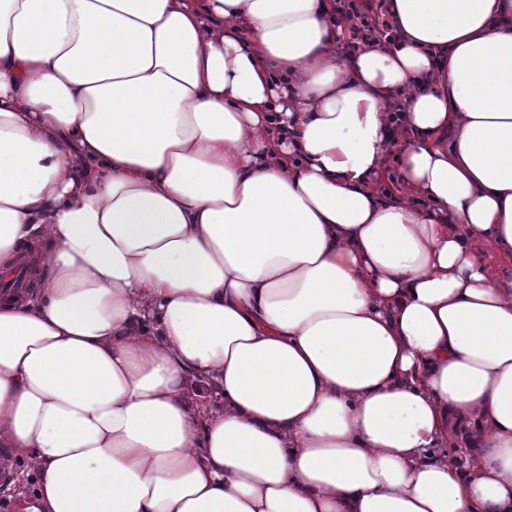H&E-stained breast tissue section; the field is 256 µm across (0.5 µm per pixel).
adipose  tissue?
I'll return each mask as SVG.
<instances>
[{
    "label": "adipose tissue",
    "instance_id": "1",
    "mask_svg": "<svg viewBox=\"0 0 512 512\" xmlns=\"http://www.w3.org/2000/svg\"><path fill=\"white\" fill-rule=\"evenodd\" d=\"M388 10L0 0L16 512H512V0ZM7 451L11 454L9 458L10 479L7 483V492L4 494L3 491L5 488H1L0 486V512H15L14 502L20 491L27 492L30 495L34 494L36 489V475L26 456L13 450ZM19 470H25L29 475L24 483L13 484L12 481Z\"/></svg>",
    "mask_w": 512,
    "mask_h": 512
}]
</instances>
